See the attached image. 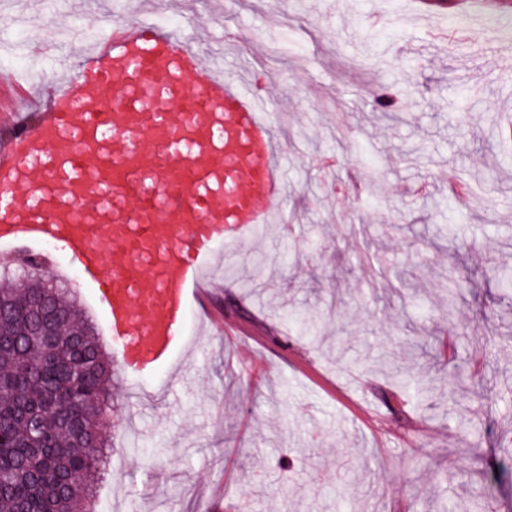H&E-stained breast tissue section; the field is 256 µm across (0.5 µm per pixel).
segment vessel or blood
<instances>
[{
    "mask_svg": "<svg viewBox=\"0 0 512 512\" xmlns=\"http://www.w3.org/2000/svg\"><path fill=\"white\" fill-rule=\"evenodd\" d=\"M27 41L35 119L0 98V243L44 266L63 244L101 288L121 373L165 364L217 243L283 219L281 154L263 99L180 34L115 11ZM150 286H142V275Z\"/></svg>",
    "mask_w": 512,
    "mask_h": 512,
    "instance_id": "vessel-or-blood-1",
    "label": "vessel or blood"
}]
</instances>
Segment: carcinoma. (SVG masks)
<instances>
[{
	"label": "carcinoma",
	"mask_w": 512,
	"mask_h": 512,
	"mask_svg": "<svg viewBox=\"0 0 512 512\" xmlns=\"http://www.w3.org/2000/svg\"><path fill=\"white\" fill-rule=\"evenodd\" d=\"M373 105L397 112L401 100L389 85ZM26 267L27 277L0 284V512H95L88 499L112 431L113 361L67 290L54 286L43 268ZM45 294L55 314L42 329L53 335V351L41 337L24 335L27 304ZM292 318L319 339L321 315ZM389 357L397 383L432 389L428 375L404 371L396 354Z\"/></svg>",
	"instance_id": "carcinoma-1"
}]
</instances>
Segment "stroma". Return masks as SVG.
Wrapping results in <instances>:
<instances>
[{
	"mask_svg": "<svg viewBox=\"0 0 512 512\" xmlns=\"http://www.w3.org/2000/svg\"><path fill=\"white\" fill-rule=\"evenodd\" d=\"M30 3L0 0V72L32 68L15 41L53 32ZM222 3L210 47L261 81L288 221L211 265L171 365L118 380L100 512H452L492 483L493 512H512L496 471L512 452V298L496 277L512 270V143L490 130L512 106V70L455 45L495 30L492 17L476 0L448 7V39L426 52L416 0ZM394 81L403 106L389 119L371 99ZM370 164L371 192L352 178ZM48 251L111 345L100 289L63 245ZM292 309L326 311L320 343L290 327ZM390 351L435 389L395 384L377 365Z\"/></svg>",
	"mask_w": 512,
	"mask_h": 512,
	"instance_id": "stroma-1",
	"label": "stroma"
}]
</instances>
